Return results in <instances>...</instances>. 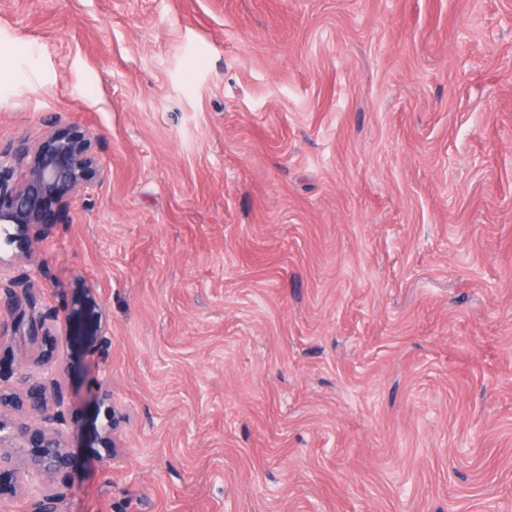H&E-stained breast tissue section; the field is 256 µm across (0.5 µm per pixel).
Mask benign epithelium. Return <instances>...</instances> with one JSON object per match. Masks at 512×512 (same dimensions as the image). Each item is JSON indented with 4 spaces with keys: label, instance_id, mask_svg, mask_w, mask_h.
<instances>
[{
    "label": "benign epithelium",
    "instance_id": "1",
    "mask_svg": "<svg viewBox=\"0 0 512 512\" xmlns=\"http://www.w3.org/2000/svg\"><path fill=\"white\" fill-rule=\"evenodd\" d=\"M95 136L78 126L47 134L26 162L23 179H15L20 155L0 150V316L11 320L15 333L43 348L42 376L27 384L25 396L34 414L26 419L7 418L3 408L9 398L0 392V473L19 470L31 500V512H58L64 493L45 485V479L65 472L71 463L66 432L65 398L56 379L53 337L55 324L65 327L69 341L98 335L102 315L93 288L85 287L83 311H96V324L87 332L78 321V311L67 306L45 310L39 304L35 285L49 278L43 267L31 270L23 280L10 276L14 265L30 252L33 228H46L57 221L77 193L94 186L102 163L94 148Z\"/></svg>",
    "mask_w": 512,
    "mask_h": 512
}]
</instances>
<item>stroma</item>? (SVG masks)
<instances>
[{
	"instance_id": "1",
	"label": "stroma",
	"mask_w": 512,
	"mask_h": 512,
	"mask_svg": "<svg viewBox=\"0 0 512 512\" xmlns=\"http://www.w3.org/2000/svg\"><path fill=\"white\" fill-rule=\"evenodd\" d=\"M52 119L59 512H512V0H0V147Z\"/></svg>"
}]
</instances>
